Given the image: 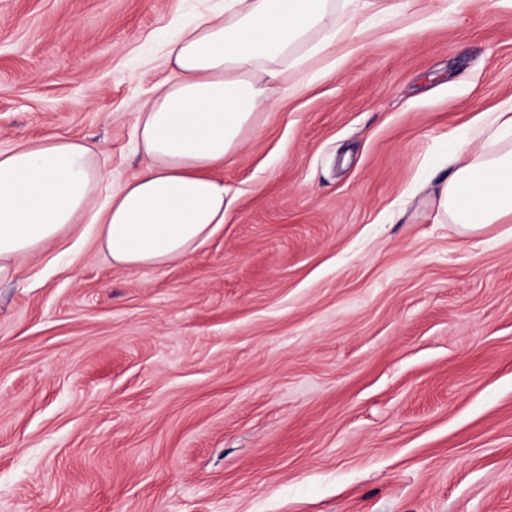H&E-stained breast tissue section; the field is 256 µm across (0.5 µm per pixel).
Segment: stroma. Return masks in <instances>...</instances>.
Here are the masks:
<instances>
[{"instance_id": "35a3bbf8", "label": "stroma", "mask_w": 512, "mask_h": 512, "mask_svg": "<svg viewBox=\"0 0 512 512\" xmlns=\"http://www.w3.org/2000/svg\"><path fill=\"white\" fill-rule=\"evenodd\" d=\"M223 4L0 0V149L88 139L131 177L164 43ZM375 7L291 46L192 255L89 242L0 284V512H512V223L432 194L512 99V0Z\"/></svg>"}]
</instances>
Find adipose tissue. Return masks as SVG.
<instances>
[{"instance_id":"obj_1","label":"adipose tissue","mask_w":512,"mask_h":512,"mask_svg":"<svg viewBox=\"0 0 512 512\" xmlns=\"http://www.w3.org/2000/svg\"><path fill=\"white\" fill-rule=\"evenodd\" d=\"M329 0H224L183 27L165 52L170 78L138 108L145 164L113 184L91 144L61 136L0 150V283L50 246L88 240L130 270L186 258L223 226L233 204L213 169L267 107L278 62L325 25ZM435 193L437 223L466 231L512 223V103L474 123Z\"/></svg>"}]
</instances>
